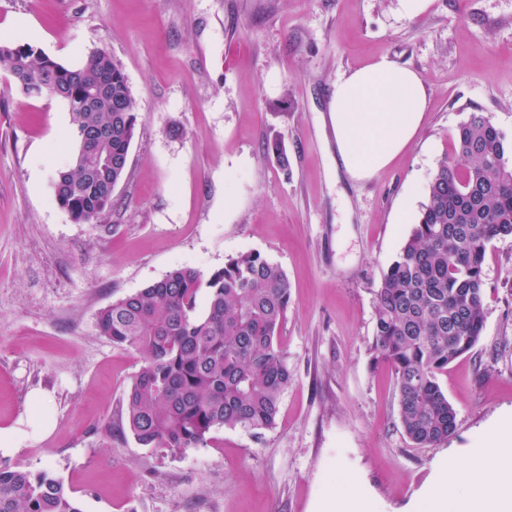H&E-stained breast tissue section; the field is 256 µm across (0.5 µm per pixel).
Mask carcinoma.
Masks as SVG:
<instances>
[{
	"mask_svg": "<svg viewBox=\"0 0 512 512\" xmlns=\"http://www.w3.org/2000/svg\"><path fill=\"white\" fill-rule=\"evenodd\" d=\"M0 70L24 93L64 101L76 143L53 181L55 201L78 222L112 208L127 177L137 116L127 77L105 49L69 68L28 43L0 44ZM512 237V145L481 113L455 134L451 160L432 178L418 221L376 292L373 349L395 374L400 421L418 448L455 429L456 412L439 383L484 328L483 264L489 244ZM209 290L197 313L200 288ZM291 286L259 253L228 260L202 281L176 267L98 312L100 335L142 354L123 402L137 442L184 452L212 431L275 425L292 380L278 342ZM0 512H81L50 471L0 466Z\"/></svg>",
	"mask_w": 512,
	"mask_h": 512,
	"instance_id": "cac0c4a2",
	"label": "carcinoma"
}]
</instances>
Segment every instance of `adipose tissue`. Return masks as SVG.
Here are the masks:
<instances>
[{
    "label": "adipose tissue",
    "mask_w": 512,
    "mask_h": 512,
    "mask_svg": "<svg viewBox=\"0 0 512 512\" xmlns=\"http://www.w3.org/2000/svg\"><path fill=\"white\" fill-rule=\"evenodd\" d=\"M425 89L413 70L379 57L339 81L329 122L349 177L363 181L389 166L417 135ZM491 445L444 460L414 512H512V431L486 433ZM325 512H370L358 482L339 473Z\"/></svg>",
    "instance_id": "obj_1"
}]
</instances>
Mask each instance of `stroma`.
Masks as SVG:
<instances>
[{
    "label": "stroma",
    "mask_w": 512,
    "mask_h": 512,
    "mask_svg": "<svg viewBox=\"0 0 512 512\" xmlns=\"http://www.w3.org/2000/svg\"><path fill=\"white\" fill-rule=\"evenodd\" d=\"M1 40L67 66L106 49L137 131L111 211L75 221L51 189L70 111L0 71V465L54 472L81 512H321L339 472L377 512H412L444 456L512 424V237L486 255L480 342L439 377L447 440H409L373 352L381 276L458 127L478 112L512 142V0H432L414 18L399 0H0ZM383 55L421 77L424 119L356 182L336 160L331 91ZM247 252L291 285L275 426L182 453L138 445L122 409L142 356L100 336V309Z\"/></svg>",
    "instance_id": "35a3bbf8"
}]
</instances>
